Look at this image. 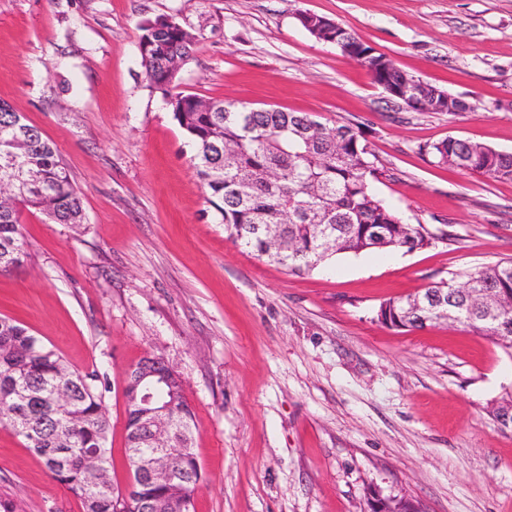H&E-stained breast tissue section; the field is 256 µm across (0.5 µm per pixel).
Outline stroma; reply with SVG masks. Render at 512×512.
<instances>
[{
  "label": "stroma",
  "instance_id": "35a3bbf8",
  "mask_svg": "<svg viewBox=\"0 0 512 512\" xmlns=\"http://www.w3.org/2000/svg\"><path fill=\"white\" fill-rule=\"evenodd\" d=\"M302 11L470 111L408 108L305 31ZM156 18L193 37L179 91L354 127L378 169L374 195L449 238L304 274L235 243L146 79L139 27ZM0 100L57 146L85 213L76 229L22 209L27 258L0 274V316L98 374L118 486L124 377L158 354L195 414L192 512H365L371 490L425 512H512V430L485 410L512 358L458 324L375 318L384 300L512 258V181L430 152L450 136L512 152V0H0ZM1 498L82 512L3 426Z\"/></svg>",
  "mask_w": 512,
  "mask_h": 512
}]
</instances>
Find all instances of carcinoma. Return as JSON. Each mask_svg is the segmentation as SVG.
<instances>
[{
	"label": "carcinoma",
	"mask_w": 512,
	"mask_h": 512,
	"mask_svg": "<svg viewBox=\"0 0 512 512\" xmlns=\"http://www.w3.org/2000/svg\"><path fill=\"white\" fill-rule=\"evenodd\" d=\"M140 54L149 85L167 93L178 79L167 66L170 55L183 62L193 55L192 37L178 24L163 19L148 20L141 26ZM328 42L337 39L353 51L368 49L360 38L342 26L317 36ZM372 80L385 91L413 97L407 80L412 75L396 66L369 70ZM197 95L176 93L170 105L175 120L196 148L195 171L208 193L224 231L240 245L295 272H309L340 253L370 249L414 251L432 244L434 235L422 224H406L371 190L376 168L367 145L349 125L329 126L311 131L308 112H286L278 108H253L244 103L212 99L208 112L196 109ZM23 129L20 151L42 174L44 193L17 196L0 209V257L14 248L26 249L19 213L34 208L55 224L77 227L84 223L80 192L60 161L56 149L41 131L28 124L12 107L0 101V140L15 128ZM234 143L237 153L231 164L224 162V144ZM442 164L495 180H512V154L480 142L448 137L431 147ZM280 172L276 182H264L259 175ZM273 226L289 241L293 251L280 256L269 252L263 231ZM464 288H449L442 280L424 292L383 301L377 319L383 324L421 329L441 320L438 314L409 311V300L430 305L444 301L462 310L455 323L479 333L512 358V307L498 312L495 303L484 300L479 290L487 289L505 300L512 299V260L475 268L463 274ZM95 372L71 370L62 357L34 336L21 323L0 317V424L24 440L34 439L33 450L48 474L83 505V512H140L139 504L151 500L165 512H191L193 494L202 481L201 466L193 453L195 430L193 411L178 384L154 386V401L172 405L173 425L167 431V445L176 449L172 465L180 483L176 491L149 481L141 463L150 448L149 437L158 429L129 415L127 447L136 486L129 500L109 472L107 437L110 418L104 393ZM58 388L68 400L52 398ZM28 401L20 410L10 406L16 391ZM512 403V385L502 388L487 403L496 419ZM385 512H420L417 502L392 497Z\"/></svg>",
	"instance_id": "obj_1"
}]
</instances>
